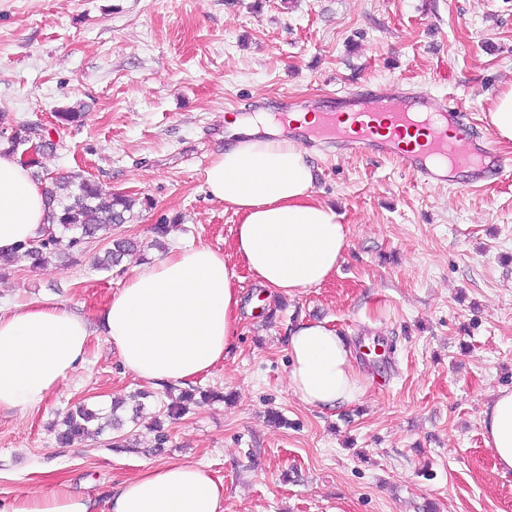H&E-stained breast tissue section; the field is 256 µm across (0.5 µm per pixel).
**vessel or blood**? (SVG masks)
<instances>
[{
	"instance_id": "b4317fda",
	"label": "vessel or blood",
	"mask_w": 512,
	"mask_h": 512,
	"mask_svg": "<svg viewBox=\"0 0 512 512\" xmlns=\"http://www.w3.org/2000/svg\"><path fill=\"white\" fill-rule=\"evenodd\" d=\"M315 141L339 151L397 159L419 182L439 185L465 173L468 187L512 175L495 148L477 136L458 104L438 103L430 94H410L401 85L378 86L372 94L333 96Z\"/></svg>"
}]
</instances>
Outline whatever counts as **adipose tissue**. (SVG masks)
<instances>
[{
	"mask_svg": "<svg viewBox=\"0 0 512 512\" xmlns=\"http://www.w3.org/2000/svg\"><path fill=\"white\" fill-rule=\"evenodd\" d=\"M231 140L206 170L211 196L238 216L230 265L206 245L178 248L133 268L95 319L50 299L0 308V411L41 406L86 361L101 330L123 368L153 385L186 386L227 358L235 346L242 299L237 267L267 295L293 297L336 271L350 228L313 190L308 152L266 114L234 119ZM45 191L30 169L0 155V253L50 232ZM289 386L306 406L357 402L361 379L347 340L328 321L288 328ZM484 442L498 469L512 471V389L495 393L482 413ZM110 512H224V484L197 463L146 467L110 491ZM68 488L25 493L0 512H95Z\"/></svg>",
	"mask_w": 512,
	"mask_h": 512,
	"instance_id": "ef3b65f1",
	"label": "adipose tissue"
}]
</instances>
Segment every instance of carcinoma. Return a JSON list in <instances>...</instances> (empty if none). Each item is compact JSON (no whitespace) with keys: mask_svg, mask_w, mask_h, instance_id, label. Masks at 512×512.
Masks as SVG:
<instances>
[{"mask_svg":"<svg viewBox=\"0 0 512 512\" xmlns=\"http://www.w3.org/2000/svg\"><path fill=\"white\" fill-rule=\"evenodd\" d=\"M54 117L55 129L59 131L80 124L84 114L65 108L55 112ZM30 130L31 125L11 124L7 114L0 112V144L8 145L7 152L19 159L28 147ZM44 181L49 223L65 233L26 242L15 253L1 255L0 270L19 257L27 259L34 268L43 267L55 258L82 251L84 245L97 239L108 240L103 255L93 257V267L97 270L109 271L119 266L124 257L141 250L138 240L112 233L133 218L135 198L123 193H105L95 180L77 171L47 176ZM197 393L205 399L218 397L213 391L191 388L183 392L182 404L168 408L167 416L177 419L190 412ZM122 405L121 401L113 402L111 414L104 417L84 404L69 408L56 434L57 443L68 447L89 436H100L107 429L121 430L124 420L117 415V409Z\"/></svg>","mask_w":512,"mask_h":512,"instance_id":"carcinoma-1","label":"carcinoma"}]
</instances>
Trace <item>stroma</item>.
<instances>
[{"label":"stroma","mask_w":512,"mask_h":512,"mask_svg":"<svg viewBox=\"0 0 512 512\" xmlns=\"http://www.w3.org/2000/svg\"><path fill=\"white\" fill-rule=\"evenodd\" d=\"M458 101L478 135L512 160L488 113L512 88V0H0V112L52 127L66 107L50 171L76 170L137 198L123 234L168 248L230 252L237 217L211 199L205 172L224 150V123L255 103L318 100L372 83ZM314 191L351 228L335 275L275 310L244 314L237 346L199 379L222 391L168 426H150L178 390L146 399L142 453L91 437L62 448L48 430L70 405L125 398L143 384L103 334L88 362L38 409L0 411V500L60 483L98 497L170 459L224 482V512H512L481 435V413L512 388V178L480 188L427 187L397 161L309 151ZM102 248L33 269L15 263L0 304L50 298L95 316L142 257L93 270ZM325 319L352 347L364 393L334 411L301 403L288 384V327Z\"/></svg>","instance_id":"obj_1"}]
</instances>
